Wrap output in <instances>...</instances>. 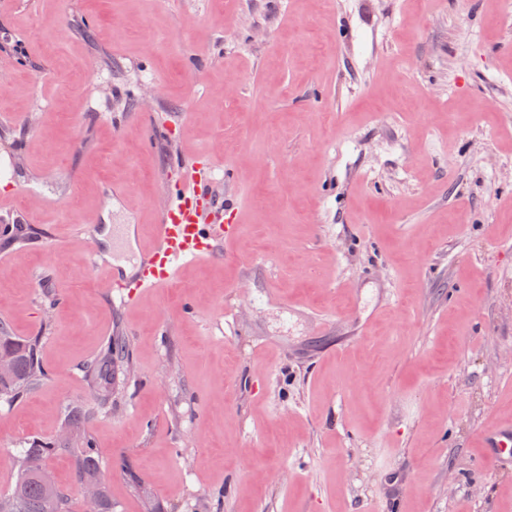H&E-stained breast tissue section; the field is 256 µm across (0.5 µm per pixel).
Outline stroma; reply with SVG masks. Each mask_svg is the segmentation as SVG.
Segmentation results:
<instances>
[{
  "label": "stroma",
  "instance_id": "stroma-1",
  "mask_svg": "<svg viewBox=\"0 0 512 512\" xmlns=\"http://www.w3.org/2000/svg\"><path fill=\"white\" fill-rule=\"evenodd\" d=\"M197 154L226 250L120 304L88 252L132 264L113 225ZM0 321L48 371L0 399V495L119 336L85 423L112 512H512L477 444L512 416V14L0 0ZM128 355V346L123 339L114 337L109 343L107 350L95 357L87 365V376L96 384L110 385L112 383V372L118 368Z\"/></svg>",
  "mask_w": 512,
  "mask_h": 512
}]
</instances>
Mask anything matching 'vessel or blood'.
I'll return each instance as SVG.
<instances>
[{"mask_svg":"<svg viewBox=\"0 0 512 512\" xmlns=\"http://www.w3.org/2000/svg\"><path fill=\"white\" fill-rule=\"evenodd\" d=\"M239 210L236 196L215 202L204 179H194L192 188L175 193L158 224L143 237L133 271L126 273L113 266L104 269L107 287L123 303L133 302L137 292L166 287L176 278L181 264L213 256L223 246L232 234L224 219ZM479 443L491 463L500 466L512 462V419L482 429Z\"/></svg>","mask_w":512,"mask_h":512,"instance_id":"obj_1","label":"vessel or blood"}]
</instances>
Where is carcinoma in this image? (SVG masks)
I'll list each match as a JSON object with an SVG mask.
<instances>
[{
	"instance_id": "carcinoma-1",
	"label": "carcinoma",
	"mask_w": 512,
	"mask_h": 512,
	"mask_svg": "<svg viewBox=\"0 0 512 512\" xmlns=\"http://www.w3.org/2000/svg\"><path fill=\"white\" fill-rule=\"evenodd\" d=\"M39 340L7 334V326L0 323V352H7L14 359V370L7 379H0V397L15 400L23 397L28 389L43 382L48 372L39 357ZM128 355L126 342L113 338L107 350L87 365V376L96 384L112 383L115 371ZM85 413L75 414L67 420L72 433L65 444L31 442L17 455L18 471L11 491L0 495V512H71L70 498L56 482H48L50 471L47 460L59 451H69L74 457V472L80 483L97 482L100 488L99 512H112V499L101 475V463L92 448L91 439L81 430Z\"/></svg>"
}]
</instances>
